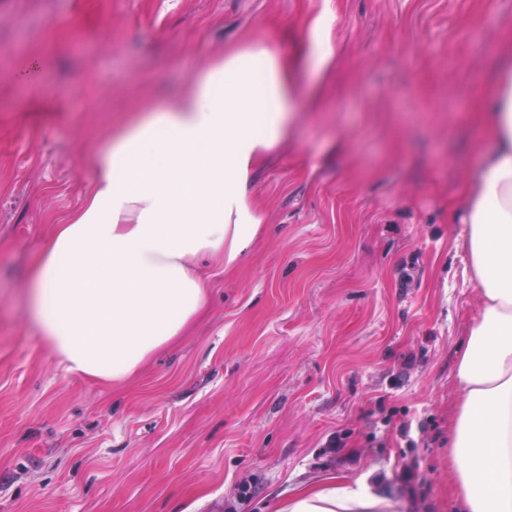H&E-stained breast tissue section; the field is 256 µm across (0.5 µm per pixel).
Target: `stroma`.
<instances>
[{
  "instance_id": "35a3bbf8",
  "label": "stroma",
  "mask_w": 512,
  "mask_h": 512,
  "mask_svg": "<svg viewBox=\"0 0 512 512\" xmlns=\"http://www.w3.org/2000/svg\"><path fill=\"white\" fill-rule=\"evenodd\" d=\"M327 10L332 62L252 179V249L127 383L66 374L25 288L108 133L203 59L257 39L298 58ZM511 54L512 0H0V512H278L368 470L400 512H457L446 437L480 301L454 214Z\"/></svg>"
}]
</instances>
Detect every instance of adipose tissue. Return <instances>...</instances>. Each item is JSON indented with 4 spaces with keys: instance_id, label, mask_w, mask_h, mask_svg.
Returning <instances> with one entry per match:
<instances>
[{
    "instance_id": "1",
    "label": "adipose tissue",
    "mask_w": 512,
    "mask_h": 512,
    "mask_svg": "<svg viewBox=\"0 0 512 512\" xmlns=\"http://www.w3.org/2000/svg\"><path fill=\"white\" fill-rule=\"evenodd\" d=\"M333 15L288 65L266 42L204 60L174 97L143 108L93 160L91 187L59 222L27 283V318L69 374L116 384L182 336L207 300L210 258L230 269L264 222L249 197L261 155L301 110L297 71L333 57ZM484 146L462 198V246L481 314L455 365L449 431L464 512H512V62L483 91ZM366 480L303 488L284 512H392Z\"/></svg>"
}]
</instances>
